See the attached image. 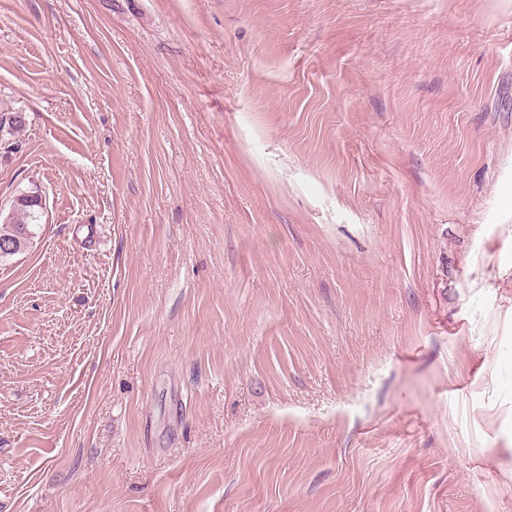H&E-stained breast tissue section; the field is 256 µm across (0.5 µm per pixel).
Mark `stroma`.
<instances>
[{
    "label": "stroma",
    "instance_id": "obj_1",
    "mask_svg": "<svg viewBox=\"0 0 512 512\" xmlns=\"http://www.w3.org/2000/svg\"><path fill=\"white\" fill-rule=\"evenodd\" d=\"M0 512H512V10L0 0ZM41 199L35 191L21 192L12 201L11 212L1 220L0 243H8L10 251L0 253V259L22 252L32 236L30 226L37 221Z\"/></svg>",
    "mask_w": 512,
    "mask_h": 512
}]
</instances>
